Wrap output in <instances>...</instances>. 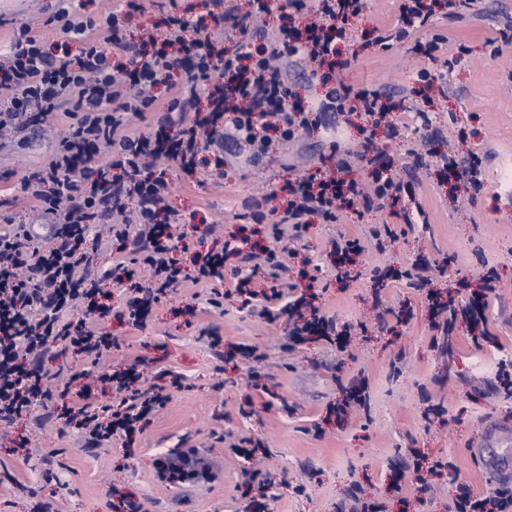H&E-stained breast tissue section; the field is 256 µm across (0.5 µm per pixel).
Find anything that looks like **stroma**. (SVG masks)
Returning a JSON list of instances; mask_svg holds the SVG:
<instances>
[{
  "label": "stroma",
  "instance_id": "35a3bbf8",
  "mask_svg": "<svg viewBox=\"0 0 512 512\" xmlns=\"http://www.w3.org/2000/svg\"><path fill=\"white\" fill-rule=\"evenodd\" d=\"M55 0H0V21L42 22ZM400 0H365L352 22L343 56L348 68L336 78L354 89L376 88L397 104L394 129H377L376 152L392 160L391 173L409 184L427 218L403 232L402 220L375 210L345 214L340 223L312 219L288 269L299 279L302 258L321 266L314 284L321 312L350 325L345 350L318 340L283 348L284 327L268 323L227 300L216 312L206 299L247 275L231 260L223 278L208 285L175 288L156 303L144 327L110 320V355L97 366L75 354L58 358L63 370L99 375L143 359L146 384L158 370L169 401L149 415L132 440L84 447L65 426L56 404L17 418L10 435L33 438L31 457L0 444L10 473L0 482V512H39L56 502L60 512H127V499L145 501L150 512H245L250 501L242 474L260 468L273 482L272 512H348L358 488H370L385 512H448L455 481L475 492H494L488 459L512 456V391L496 378L501 361H512V0H474L469 19L436 12L412 38L377 43L394 27ZM210 0H145L132 11L131 33L152 27L170 10L200 18ZM447 49L427 57L416 43L435 35ZM436 77L428 112L432 130L421 129L416 74ZM366 122L358 112L322 111L320 123L288 143L276 161L248 165L232 149L220 178L185 175L170 166L172 191L166 204L182 219L194 250L207 251L213 237L196 222L217 224L224 238L247 224L250 202L315 167L333 147L362 151ZM57 150L42 127L0 135V174L20 178L43 166ZM344 237L364 244L349 278H336L331 242ZM441 266L433 287L446 292L461 284V303L486 291L489 343L476 348L464 326L450 339L430 327L426 293L414 287L422 264ZM394 313L379 326L373 302ZM246 347L264 354L265 389L247 387ZM261 441L265 449L247 457L229 440ZM197 448L212 467V481L177 485L159 480L154 461L167 451ZM444 458L453 475L438 477L421 491L405 471L414 454ZM57 481L45 482L46 472Z\"/></svg>",
  "mask_w": 512,
  "mask_h": 512
}]
</instances>
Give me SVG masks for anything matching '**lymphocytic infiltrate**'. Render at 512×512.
Instances as JSON below:
<instances>
[{"label": "lymphocytic infiltrate", "instance_id": "obj_1", "mask_svg": "<svg viewBox=\"0 0 512 512\" xmlns=\"http://www.w3.org/2000/svg\"><path fill=\"white\" fill-rule=\"evenodd\" d=\"M213 4L220 15L209 25L172 15L162 27L146 31L138 45L126 33L132 0H120L100 18L59 7L45 21L54 32L50 41L30 25L13 28L9 50L0 54V130L24 129L61 109L72 122L53 159L19 181L21 192L52 218L50 246L32 248L38 234L31 227L0 231V421H13L55 398L66 425L85 443L97 446L117 431H138L168 400L164 386L143 387L140 376L125 370L102 374L97 382L80 379L76 390L56 395L51 390L56 374L45 368V355L58 344L100 363L111 349L103 331L106 318L143 327L148 301L187 282L221 277L228 253L240 256L251 275L269 280L270 301L278 304L273 313L289 335L326 324L314 302H298L297 285L283 278L287 266L276 249L245 253L231 239L222 253H191L190 262L182 263L179 256L190 253L189 244L166 229L171 185L158 162L176 160L189 176L201 167L220 173L229 142L244 148L247 161L271 158L279 143L294 141L316 122L315 107L304 105L288 84L290 69L309 60L319 65L311 78L325 86L329 108L341 111L353 101L372 128L388 124L392 112L379 93L331 82L333 69L346 66L339 44L362 0H320L312 12L305 0H284L289 16L309 17L307 33L285 23L267 42L244 39L231 52L224 36L240 25L235 7L231 0ZM161 84L168 102L157 123L163 130L177 129L175 142L133 129L135 121L155 111L154 90ZM101 154L106 162L95 166ZM353 156L350 150L337 152L333 164L296 178L286 188L284 206L256 212L253 222L299 231L309 216L333 224L340 213L372 199L409 220L402 206L408 186L384 166L371 172L369 182L353 178ZM107 214L112 224L104 237L99 227ZM103 243L139 256L149 272L143 298L115 308L102 289L87 287L86 251ZM102 381L111 382L118 401H99ZM155 467L170 482L210 476L209 466L184 452L161 455ZM453 505L454 512H512V488L479 495L461 482Z\"/></svg>", "mask_w": 512, "mask_h": 512}]
</instances>
